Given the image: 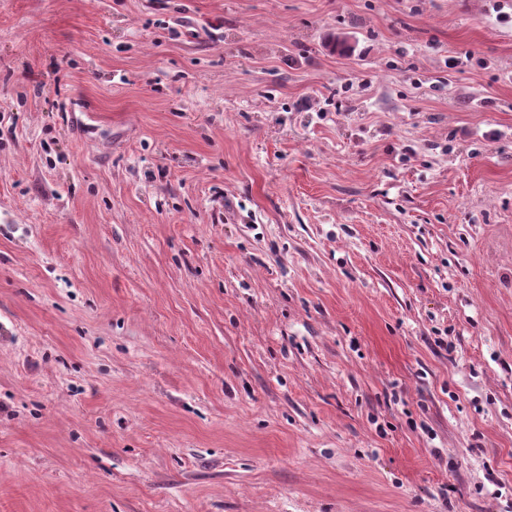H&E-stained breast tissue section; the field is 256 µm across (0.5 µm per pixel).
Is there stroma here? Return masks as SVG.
Returning <instances> with one entry per match:
<instances>
[{"label": "stroma", "mask_w": 512, "mask_h": 512, "mask_svg": "<svg viewBox=\"0 0 512 512\" xmlns=\"http://www.w3.org/2000/svg\"><path fill=\"white\" fill-rule=\"evenodd\" d=\"M0 512H512V0H0Z\"/></svg>", "instance_id": "1"}]
</instances>
